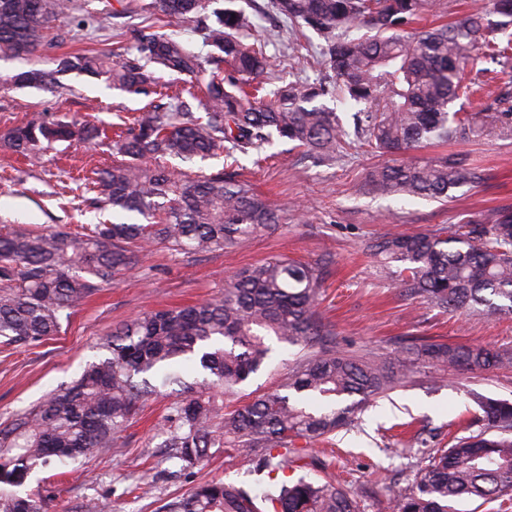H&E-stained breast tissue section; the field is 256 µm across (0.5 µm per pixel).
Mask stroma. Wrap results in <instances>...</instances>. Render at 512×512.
I'll return each instance as SVG.
<instances>
[{"instance_id": "obj_1", "label": "stroma", "mask_w": 512, "mask_h": 512, "mask_svg": "<svg viewBox=\"0 0 512 512\" xmlns=\"http://www.w3.org/2000/svg\"><path fill=\"white\" fill-rule=\"evenodd\" d=\"M267 2L250 0L254 34L273 63L266 88L297 76L319 78L323 67L316 34L309 29L293 33L267 15ZM72 3L73 10L58 15L49 28L56 45L47 50L43 66L56 71V87L0 86V135L36 113L50 120L85 116L109 131L130 123L149 103H160L152 92L115 89L105 75L57 72V59L71 53H98L109 62L130 58L132 30L141 23L140 17L122 14L118 0ZM265 154L258 164L240 158L232 170L285 207L279 226L210 252L187 254L155 244L133 269L63 320L58 335L0 346V424L66 388L89 363L104 358L103 343L116 326L142 313L212 298L235 273L280 255L304 263L332 258L320 310L340 351L384 358L428 341L489 345L512 353V314L446 313L420 297L404 296L367 248L371 239L387 233L429 232L469 215L512 209V135L418 150L422 159L461 155L479 174V183L455 189L445 202L373 193L368 176L391 157L367 147L352 146L325 162L284 142L267 147ZM112 160L105 138L60 142L29 159L0 144V232L12 224L76 232L84 224L111 221V212L95 208L92 192L81 181ZM299 356V348L275 344L268 365L243 385L239 402L275 388ZM411 364L408 378L355 409L352 424L329 441L298 442L301 466L290 470V477L339 481L358 496L362 512H393L394 493L410 484L424 456L467 436V424L479 414L470 392L512 401V365L442 371L416 358ZM171 400L165 392L152 397L107 454L40 469L21 494L44 499L45 512H158L167 500L206 481L251 488L265 481L254 461L230 450L216 453L193 477L173 474L158 453V429Z\"/></svg>"}]
</instances>
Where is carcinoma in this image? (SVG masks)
<instances>
[{
  "label": "carcinoma",
  "instance_id": "cac0c4a2",
  "mask_svg": "<svg viewBox=\"0 0 512 512\" xmlns=\"http://www.w3.org/2000/svg\"><path fill=\"white\" fill-rule=\"evenodd\" d=\"M211 2L127 0L123 8L131 16L175 17L204 30L211 47L206 57L150 24L133 30L134 58L126 62L86 54L59 60L61 71L105 73L132 94L156 83L159 72L184 75L190 86L117 135L113 150L125 161L93 181L100 208L135 213L145 223L102 222L81 234L17 225L0 234L1 344L56 335L62 318L157 241L207 252L280 223V206L249 183L222 171L193 177L163 159L192 162L222 153L235 163L282 140L323 162L336 158L351 136L375 152L402 153L424 143L512 133L511 90L478 112L453 109L470 91L465 79L474 55L493 63L512 56V0H488L460 21L410 35L404 27L420 20L434 0H270L276 17L323 39L327 71L314 82L278 87L267 100L245 90L272 67L263 49L247 43L252 19L237 0H225L208 15ZM69 7L70 0H0V58L30 64L11 77L13 84L51 81L38 59L50 48L45 31L51 18ZM340 95L354 101L356 111L343 117L321 103ZM195 107L204 115L194 116ZM99 135L87 122L37 116L10 129L3 141L27 156L45 144ZM146 159L158 164L144 167ZM473 178L456 159L410 160L376 168L369 184L381 196L443 200ZM370 248L392 268L397 288L443 311L512 313V210L469 217L435 233L388 235ZM325 277L324 264L274 258L237 274L211 300L123 324L107 341L109 356L0 427V512H42L40 500L13 488L52 462L108 453L160 386L176 396L161 423L170 459L190 470L211 449L227 446L259 459L268 477L257 489L203 483L163 512H360L354 494L340 484L279 476L292 463L286 449L295 441L309 444L347 424L350 407L338 409L336 401L355 397V404H364L410 372L411 363L400 356L357 360L329 348L334 333L318 311ZM269 336L301 347L303 355L275 388L224 410V397L269 357ZM420 351L435 366L470 371L512 361L483 346L427 343ZM469 396L480 409L478 430L424 458L412 487L395 497V512H458L461 501L512 494V402ZM306 398L325 408L309 410Z\"/></svg>",
  "mask_w": 512,
  "mask_h": 512
}]
</instances>
